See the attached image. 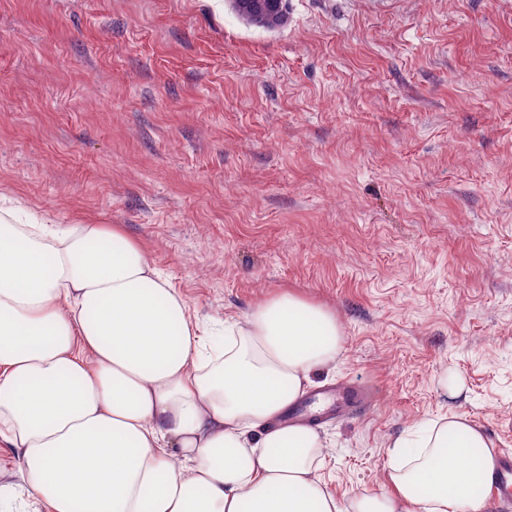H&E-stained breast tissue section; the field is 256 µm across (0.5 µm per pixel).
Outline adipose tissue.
<instances>
[{"mask_svg": "<svg viewBox=\"0 0 512 512\" xmlns=\"http://www.w3.org/2000/svg\"><path fill=\"white\" fill-rule=\"evenodd\" d=\"M21 208L0 196V512H485L488 441L460 413L390 451L382 494L327 488L326 439L286 420L342 350L326 307L285 293L214 331L141 243Z\"/></svg>", "mask_w": 512, "mask_h": 512, "instance_id": "obj_1", "label": "adipose tissue"}]
</instances>
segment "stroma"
<instances>
[{
    "label": "stroma",
    "mask_w": 512,
    "mask_h": 512,
    "mask_svg": "<svg viewBox=\"0 0 512 512\" xmlns=\"http://www.w3.org/2000/svg\"><path fill=\"white\" fill-rule=\"evenodd\" d=\"M0 103V193L119 225L198 319L336 315L337 498L451 412L512 449V0H0ZM232 12L249 25L276 30L288 24L289 0H229Z\"/></svg>",
    "instance_id": "1"
}]
</instances>
